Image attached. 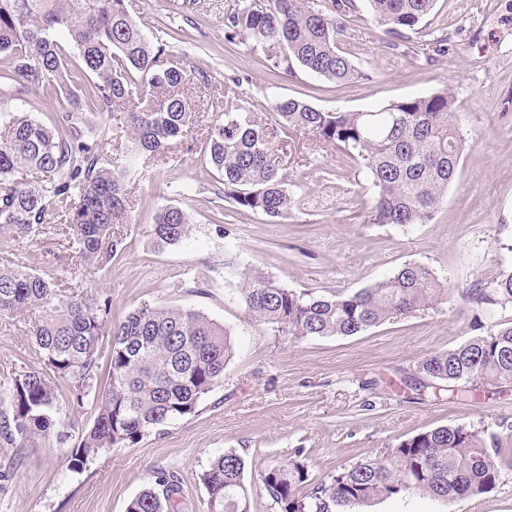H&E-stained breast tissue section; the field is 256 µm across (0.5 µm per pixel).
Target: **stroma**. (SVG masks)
I'll return each instance as SVG.
<instances>
[{
  "label": "stroma",
  "mask_w": 512,
  "mask_h": 512,
  "mask_svg": "<svg viewBox=\"0 0 512 512\" xmlns=\"http://www.w3.org/2000/svg\"><path fill=\"white\" fill-rule=\"evenodd\" d=\"M234 2L138 0L133 6L146 35L182 30L171 45L174 55L187 68L203 70L212 84L184 90L197 116L192 136L176 141L166 157L142 163L131 178L132 221L116 226L122 245L106 266L81 267L53 216L38 237L0 234V258L110 297L113 322L150 303L191 308L229 328L234 355L224 384L195 414L134 446L100 454L77 473L69 466L77 437H31L15 468L10 461L17 452L0 441V512H125L157 469L178 471L185 512H205L200 475L228 448L248 463L249 512H272L259 481L271 462L299 451L311 473L323 477L420 431L455 424L497 433L496 487L452 504L411 492L380 500L370 512H512V389L457 402L411 384L426 355L512 322V304L486 306L464 296L512 266V0H436L422 32L403 39L387 35L365 0H356L339 46L365 77L340 86L299 68L274 71L252 41L227 42L224 11ZM433 38L445 39V54H413L418 42ZM235 80L241 106L261 115L278 97L302 98L323 111L367 112L451 88L464 150L444 203L424 224L368 223L375 190L367 173L338 150H313L302 136L286 147L300 200L288 218L272 222L225 200L203 151L224 111V88ZM68 108L46 88H29L0 103V131L14 112L58 127ZM82 129L104 159L131 147L124 112L85 113ZM168 205L186 210L193 233L160 247L151 229ZM407 263L434 271L448 288L447 301L356 336L297 342L248 322L240 299L248 267L287 287L330 295L367 287ZM29 329L26 317L0 321V385L41 367Z\"/></svg>",
  "instance_id": "stroma-1"
}]
</instances>
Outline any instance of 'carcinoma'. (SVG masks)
<instances>
[{
    "mask_svg": "<svg viewBox=\"0 0 512 512\" xmlns=\"http://www.w3.org/2000/svg\"><path fill=\"white\" fill-rule=\"evenodd\" d=\"M375 22L390 36L405 37L430 13L435 0H367ZM355 0H237L224 12V37L249 39L275 69L299 66L337 84L367 78L338 46V35L356 12ZM78 49L81 69L93 77L81 89L72 79L58 34ZM163 30L148 38L128 0H0V55L19 94L53 86L72 109L62 115L70 133L59 134L30 114L17 112L0 135V234L33 237L50 213L66 225L80 262L100 268L112 260L114 225L129 219L127 181L137 156L168 152L191 132L195 111L181 88L191 78L206 83L172 57ZM211 128L205 147L222 177L224 197L274 221L295 207L288 169L273 156L285 139L303 136L332 146L365 168L377 190L369 224H425L454 180L463 142L456 98L444 88L429 96L392 102L375 111H323L303 99L280 98L262 118L229 106ZM127 112L133 146L102 162L95 145L81 139L78 111ZM187 212L166 206L152 226L160 246L189 238ZM479 302L512 303V270L489 288L468 289ZM448 299V289L427 267L408 263L392 276L353 293L316 296L288 288L254 269L244 272L241 300L248 319L294 340L355 336L392 316L410 315ZM34 316L31 334L43 367L10 378L9 407L0 411V439L13 445L48 436L59 387L80 404L91 396L97 415L72 451L74 472L98 455L130 447L172 421L192 415L200 401L224 384L233 356L231 332L188 308L148 303L112 323L109 297L57 285L12 261L0 263V319ZM112 337L108 378L98 385L100 346ZM417 373L430 387L457 399L481 389L512 386V322L421 359ZM496 436L464 424L418 432L377 457H365L322 478L311 477L301 454L268 465L260 474L277 512H358L373 503L419 491L453 504L491 491L499 480ZM247 461L236 450L218 454L201 475L207 512H249L244 483ZM181 478L152 473L148 487L126 512H183Z\"/></svg>",
    "mask_w": 512,
    "mask_h": 512,
    "instance_id": "1",
    "label": "carcinoma"
}]
</instances>
